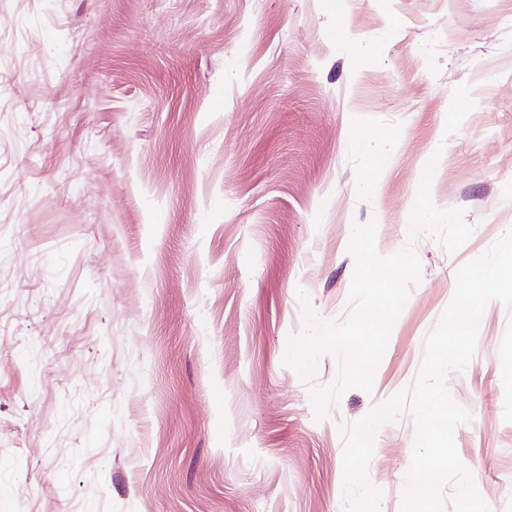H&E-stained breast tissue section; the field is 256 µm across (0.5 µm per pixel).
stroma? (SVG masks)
I'll use <instances>...</instances> for the list:
<instances>
[{"label":"stroma","mask_w":512,"mask_h":512,"mask_svg":"<svg viewBox=\"0 0 512 512\" xmlns=\"http://www.w3.org/2000/svg\"><path fill=\"white\" fill-rule=\"evenodd\" d=\"M422 237L372 393L315 421L297 290L344 316L353 222ZM512 229V0H0V512H343V440L415 381L456 271ZM512 310L447 386L512 512ZM415 436L369 464L400 512Z\"/></svg>","instance_id":"stroma-1"}]
</instances>
